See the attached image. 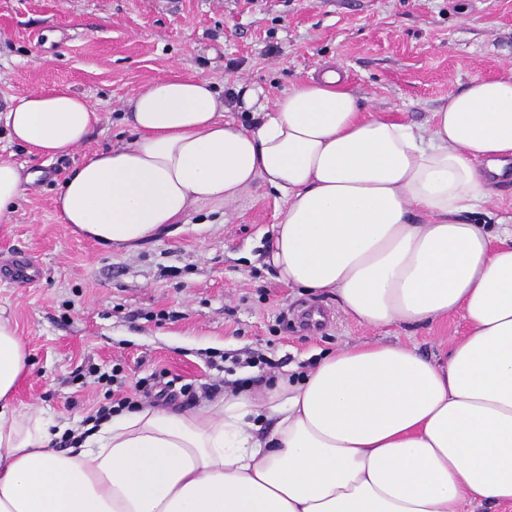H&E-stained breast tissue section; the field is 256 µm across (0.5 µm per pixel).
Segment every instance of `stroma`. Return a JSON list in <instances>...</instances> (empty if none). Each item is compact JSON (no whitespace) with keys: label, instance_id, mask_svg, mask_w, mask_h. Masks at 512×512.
I'll use <instances>...</instances> for the list:
<instances>
[{"label":"stroma","instance_id":"stroma-1","mask_svg":"<svg viewBox=\"0 0 512 512\" xmlns=\"http://www.w3.org/2000/svg\"><path fill=\"white\" fill-rule=\"evenodd\" d=\"M512 48V0H0V99L55 85L84 95L98 123L72 154L0 156L41 172L0 221V315L30 352L19 403L58 426L104 401L89 367L123 369L126 384L167 371L196 388L242 374L257 351L272 375H300L323 352L399 343L436 355L467 332L460 315L415 329H375L333 296L281 281L267 259L280 194L255 184L235 202L192 208L132 250H107L63 223L55 199L94 152L130 138L126 102L177 68L209 78L225 115L252 128L244 89L273 108L295 81L340 69L374 112L424 128L468 79L497 74ZM316 312L320 321H306Z\"/></svg>","mask_w":512,"mask_h":512}]
</instances>
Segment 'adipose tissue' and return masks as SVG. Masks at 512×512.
Masks as SVG:
<instances>
[{"label":"adipose tissue","mask_w":512,"mask_h":512,"mask_svg":"<svg viewBox=\"0 0 512 512\" xmlns=\"http://www.w3.org/2000/svg\"><path fill=\"white\" fill-rule=\"evenodd\" d=\"M97 114L65 86L20 95L4 123L31 154L68 155ZM128 142L95 153L56 208L77 234L133 248L191 208L255 183L281 193L270 263L373 328L462 315L431 358L345 346L299 377L193 411L139 403L61 451L20 405L29 352L0 317V512H466L512 504V225L481 221L512 162V65L476 75L434 124L368 112L339 72L301 79L247 130L201 75L170 72L127 102ZM0 158V217L32 182Z\"/></svg>","instance_id":"obj_1"}]
</instances>
